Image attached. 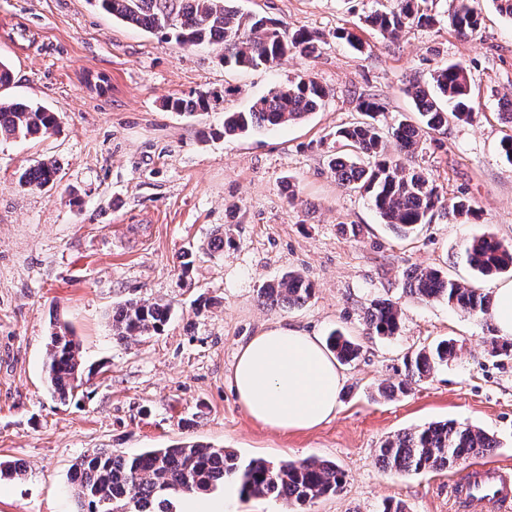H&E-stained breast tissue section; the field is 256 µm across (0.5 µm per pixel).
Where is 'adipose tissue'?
<instances>
[{"label":"adipose tissue","instance_id":"ef3b65f1","mask_svg":"<svg viewBox=\"0 0 512 512\" xmlns=\"http://www.w3.org/2000/svg\"><path fill=\"white\" fill-rule=\"evenodd\" d=\"M232 384L253 420L280 431H304L333 416L343 377L317 336L278 325L239 347Z\"/></svg>","mask_w":512,"mask_h":512}]
</instances>
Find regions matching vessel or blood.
<instances>
[{
	"mask_svg": "<svg viewBox=\"0 0 512 512\" xmlns=\"http://www.w3.org/2000/svg\"><path fill=\"white\" fill-rule=\"evenodd\" d=\"M456 500L467 504L470 512H503L512 506V471L501 467H482L467 481L453 489Z\"/></svg>",
	"mask_w": 512,
	"mask_h": 512,
	"instance_id": "obj_1",
	"label": "vessel or blood"
}]
</instances>
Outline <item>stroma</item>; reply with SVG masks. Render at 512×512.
<instances>
[{
	"label": "stroma",
	"mask_w": 512,
	"mask_h": 512,
	"mask_svg": "<svg viewBox=\"0 0 512 512\" xmlns=\"http://www.w3.org/2000/svg\"><path fill=\"white\" fill-rule=\"evenodd\" d=\"M241 12L311 32L312 59L225 67L216 45L187 48L161 32L127 26L95 0H0V60L13 79L0 96L59 113L58 132L0 141V461L24 464L0 480V512H70L71 467L95 449L134 453L198 442L245 460L335 462L343 489L306 512H463L454 484L482 462L512 469V358L492 356L491 317L475 319L442 301L405 292L414 268L440 267L489 291L457 256L462 241L488 232L512 244V165L499 153L511 132L497 116L512 99V20L479 0L483 20L468 37L447 24L389 37L362 28L397 0H236ZM31 39L18 41L17 28ZM358 29L356 52L335 38ZM464 65L475 110L426 135L412 158L446 198L474 211L434 216L408 239L381 224L364 193L338 187L327 161L337 128L357 119V98L379 95L381 129L416 121L410 85L443 63ZM106 75L105 92L87 74ZM327 90L304 121L223 137L224 115L301 74ZM232 95H225V88ZM214 93L205 112L168 111L171 97ZM50 158L52 189L20 186L19 169ZM228 233L230 246L210 250ZM192 252L190 267L182 255ZM313 287L301 306H267L261 288L286 273ZM165 303L160 334L116 341L112 311L128 299ZM400 310L391 337L370 333L375 301ZM67 324L85 368L77 396L63 403L46 386L52 322ZM296 325L327 338L338 329L360 346L330 421L280 432L251 419L232 389L237 350L264 327ZM452 338L457 354L406 394L380 385L404 375L403 359ZM452 420L483 429L498 446L446 471L389 474L377 460L388 437ZM223 512H291L281 499L241 498L232 484L211 492Z\"/></svg>",
	"instance_id": "obj_1"
}]
</instances>
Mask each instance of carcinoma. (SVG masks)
I'll list each match as a JSON object with an SVG mask.
<instances>
[{
	"label": "carcinoma",
	"instance_id": "cac0c4a2",
	"mask_svg": "<svg viewBox=\"0 0 512 512\" xmlns=\"http://www.w3.org/2000/svg\"><path fill=\"white\" fill-rule=\"evenodd\" d=\"M232 0H98L100 7L121 22L148 32L164 31L183 46L215 44L224 50V64L237 68L272 67L288 54L311 57L316 39L306 30L288 31L277 20L244 16L230 6ZM429 0H398L390 12L371 11L364 23L383 35H394L406 25L432 27L440 23L428 8ZM476 0H456L448 11V28L466 37L480 25ZM419 123L400 121L391 127L389 138L400 157L387 153L383 133L373 122L384 105L375 94L358 97L357 111L366 119L336 130V140L345 150L329 160V169L342 187L359 188L369 196L381 222L406 237L430 222L440 211L453 217L472 213L470 201L460 198L447 205L438 186L421 168L406 164L423 136L446 131L451 120L471 117L474 103L467 69L444 63L431 73L426 85L410 89ZM326 97L325 88L308 75H299L257 99L246 112L224 114L226 137L254 127H274L300 122L318 111ZM172 112H197L210 108L204 94L167 100ZM60 128L59 114L41 106L0 98V138L28 139ZM60 168L54 160L42 159L22 168L18 183L30 188L54 186ZM467 264L483 277L512 272V245L483 232L461 243ZM406 291L421 301L442 300L471 318L490 314V295L448 277L437 268H416L406 274ZM312 295L301 276L287 273L261 289L262 303L296 307ZM171 316L168 304L128 299L112 311V335L118 340L149 336L163 331ZM367 329L378 336H393L400 314L395 305L380 300L368 310ZM327 347L342 364L360 354L357 343L335 330ZM453 339H443L404 359V378L381 388L384 397L409 390L411 383L429 377L456 354ZM79 344L65 325L55 326L45 362V381L51 395L61 402L73 398L79 387ZM497 447L484 430L454 422H436L416 431L399 432L378 448L383 470L398 476L448 467L482 456ZM75 512H176L174 501L193 492L236 486L243 498L272 496L299 508L319 497L339 492L345 474L327 460L288 461L275 465L263 458L241 459L226 448L186 442L167 448H148L139 453L98 450L81 456L70 477Z\"/></svg>",
	"mask_w": 512,
	"mask_h": 512
}]
</instances>
